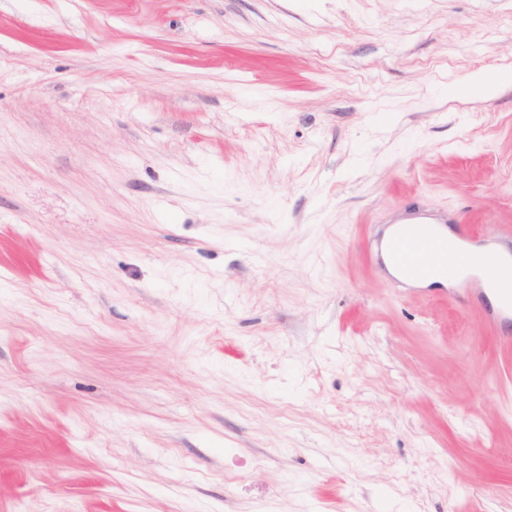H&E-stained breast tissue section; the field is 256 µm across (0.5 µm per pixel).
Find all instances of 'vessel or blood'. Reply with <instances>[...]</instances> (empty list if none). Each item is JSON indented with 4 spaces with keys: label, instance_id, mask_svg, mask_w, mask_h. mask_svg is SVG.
<instances>
[{
    "label": "vessel or blood",
    "instance_id": "1",
    "mask_svg": "<svg viewBox=\"0 0 512 512\" xmlns=\"http://www.w3.org/2000/svg\"><path fill=\"white\" fill-rule=\"evenodd\" d=\"M403 229L379 240L378 253L403 279L430 282L445 279L462 283V274L476 272L483 285L490 287L499 299L491 313L492 319L512 317V262L503 260L491 248H466L467 226H459L457 241H450L441 228L442 221L426 213L404 216Z\"/></svg>",
    "mask_w": 512,
    "mask_h": 512
}]
</instances>
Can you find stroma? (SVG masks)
Wrapping results in <instances>:
<instances>
[{
  "instance_id": "1",
  "label": "stroma",
  "mask_w": 512,
  "mask_h": 512,
  "mask_svg": "<svg viewBox=\"0 0 512 512\" xmlns=\"http://www.w3.org/2000/svg\"><path fill=\"white\" fill-rule=\"evenodd\" d=\"M512 0H0V512H512ZM447 223L448 220L426 213H409L393 222L408 224L411 228L394 231L385 239L382 236L377 243V254L384 269L388 272V264L408 281L430 284V281L445 279L466 289L470 283L462 278V272L474 271L480 276V283L498 296L499 304L490 313L491 320L512 317V262L504 261L492 248H466L450 241L454 234L445 228L446 235L441 228V224ZM391 277L407 285L403 279Z\"/></svg>"
}]
</instances>
